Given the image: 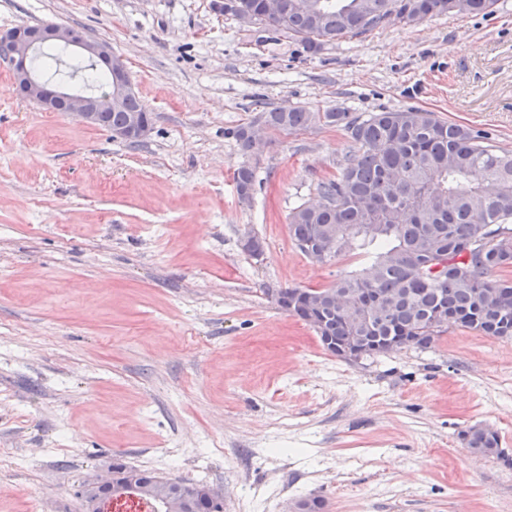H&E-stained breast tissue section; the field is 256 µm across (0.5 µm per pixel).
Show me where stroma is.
<instances>
[{"label": "stroma", "mask_w": 512, "mask_h": 512, "mask_svg": "<svg viewBox=\"0 0 512 512\" xmlns=\"http://www.w3.org/2000/svg\"><path fill=\"white\" fill-rule=\"evenodd\" d=\"M42 24L107 42L152 125L112 140L21 99L0 63V512H85L116 463L221 487L224 512H512V340L327 352L267 292L364 265L311 261L288 234L351 145L319 126L250 160L228 134L282 105L415 107L512 149V0L315 55L218 0H0V31ZM472 426L501 456L469 447ZM234 181L239 198L242 201L249 200L256 181V167L244 162L235 170ZM462 435L468 441L470 448L477 454L484 456H499L501 454L499 437L492 430L473 426L464 431Z\"/></svg>", "instance_id": "1"}]
</instances>
